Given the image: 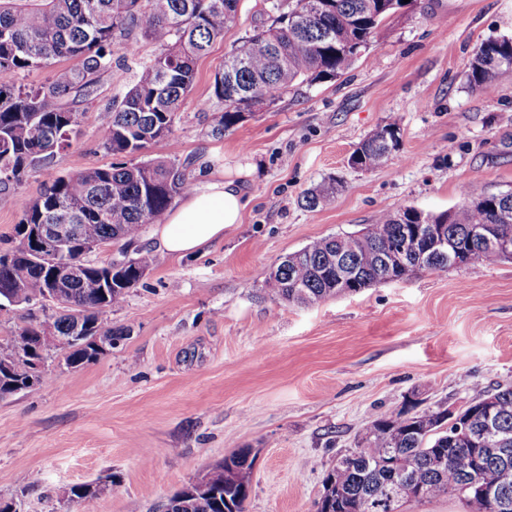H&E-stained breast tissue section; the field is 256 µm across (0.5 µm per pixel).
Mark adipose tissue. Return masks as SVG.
I'll return each instance as SVG.
<instances>
[{
	"instance_id": "adipose-tissue-1",
	"label": "adipose tissue",
	"mask_w": 512,
	"mask_h": 512,
	"mask_svg": "<svg viewBox=\"0 0 512 512\" xmlns=\"http://www.w3.org/2000/svg\"><path fill=\"white\" fill-rule=\"evenodd\" d=\"M243 188L223 177L201 183L169 210L154 236L158 250L188 256L196 254L231 225L240 223Z\"/></svg>"
}]
</instances>
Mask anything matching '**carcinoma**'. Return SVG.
I'll list each match as a JSON object with an SVG mask.
<instances>
[{
    "label": "carcinoma",
    "mask_w": 512,
    "mask_h": 512,
    "mask_svg": "<svg viewBox=\"0 0 512 512\" xmlns=\"http://www.w3.org/2000/svg\"><path fill=\"white\" fill-rule=\"evenodd\" d=\"M271 0L274 22L262 26L234 46L224 65L234 67L214 75L210 96L224 103L213 113L212 131L223 134L253 114L252 99L275 101L300 83H317L344 74L377 36L383 20L395 9L394 0ZM239 0H0V170L13 180L0 179L9 191L31 176H47L44 189L22 208L15 226L13 257L0 255V310L25 306L58 289L52 313L29 316L25 336L39 335L49 323L57 338L26 351L14 336L0 337V398L27 388L29 372L51 357L79 368L101 353L73 336L89 333L112 349L129 336L125 328L105 323L107 310L124 302L152 268V255L143 250L120 262L92 264L85 260L84 241H125L132 245L146 224H154L174 200L188 194L192 181L187 162L165 158L127 163L124 158L152 142L168 138L190 94L196 60L216 40L224 39L238 11ZM306 16L300 26L294 18ZM139 30L160 51L142 64L106 115L103 149L119 158L106 167L71 174L49 172L55 158L70 146L76 125L71 104L88 99L99 76L112 67L117 52L137 53L129 34ZM75 58L74 66H61ZM48 68L50 79L36 87L17 81L32 69ZM512 72V40L485 41L472 57L466 81L491 92L500 75ZM397 122L379 127L362 140L349 163L372 170L383 166L398 149ZM337 191L330 177L303 196L304 206L316 209ZM456 210L432 215L444 225L448 251H463L472 262L495 265L503 261L494 240L512 239V222L499 216L512 208V191L503 195L462 192ZM40 224H75L78 235L65 251L23 253ZM419 226L414 207L380 212L356 233L317 238L286 255L266 280L270 298L292 305H311L342 293H359L387 279H402L416 270H445L448 263L416 267L387 266L386 251L401 245ZM80 264L81 275L60 285L62 265ZM494 400L492 428L502 444L480 446L468 432L485 425L484 400ZM469 424L448 425V409L438 408L376 419L356 449L343 454L322 481L318 512H400L406 497L399 494L400 477L412 487L416 501L461 496L469 512H512V484L501 486L504 467L512 468V384L479 388L469 400ZM473 459L483 492L466 491L464 461ZM251 449L242 448L170 497L164 512H245L252 487ZM118 486L110 475L71 488L82 512H94L101 491Z\"/></svg>",
    "instance_id": "obj_1"
}]
</instances>
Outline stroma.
Segmentation results:
<instances>
[{
    "instance_id": "1",
    "label": "stroma",
    "mask_w": 512,
    "mask_h": 512,
    "mask_svg": "<svg viewBox=\"0 0 512 512\" xmlns=\"http://www.w3.org/2000/svg\"><path fill=\"white\" fill-rule=\"evenodd\" d=\"M273 19L267 0H241L224 39L198 59L171 137L141 154L193 159L196 183L255 165L241 223L200 255L156 253L107 315L129 328L123 345L77 369L51 362L49 384L0 400V498L17 512H80L70 488L108 474L118 485L95 512H157L242 448L255 457L246 512H315L324 471L376 418L461 405L474 385L512 382V261L415 272L307 307L263 291L286 254L381 211L453 210L465 185L512 190V73L491 93L465 79L482 42L512 36V0H406L346 73L296 85L213 137L215 73ZM156 52L143 39L136 56L114 55L94 96L74 104L79 133L55 172L112 163L104 110ZM393 117L400 144L387 163L352 168L356 145ZM330 176L341 183L335 198L302 207ZM41 183L0 193L1 251Z\"/></svg>"
}]
</instances>
